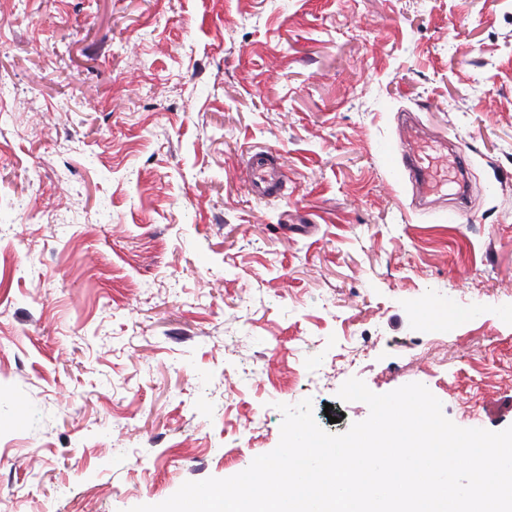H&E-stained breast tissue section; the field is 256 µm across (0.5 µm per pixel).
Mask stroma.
<instances>
[{
    "instance_id": "stroma-1",
    "label": "stroma",
    "mask_w": 512,
    "mask_h": 512,
    "mask_svg": "<svg viewBox=\"0 0 512 512\" xmlns=\"http://www.w3.org/2000/svg\"><path fill=\"white\" fill-rule=\"evenodd\" d=\"M0 88V512L231 477L353 377L512 427V0H0ZM408 120L470 201L419 205ZM247 188L250 194L261 200L284 197L286 185L280 168L268 151L250 154L246 163Z\"/></svg>"
}]
</instances>
